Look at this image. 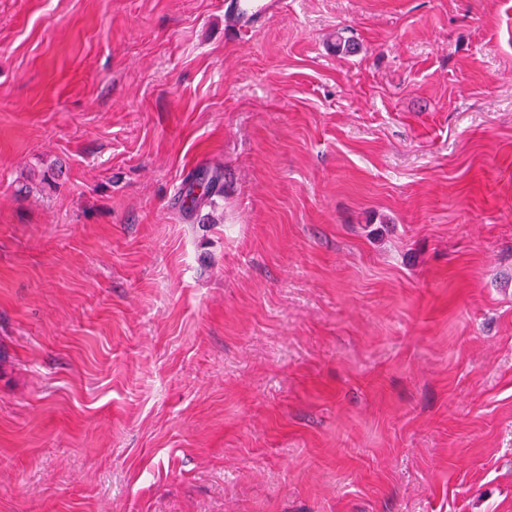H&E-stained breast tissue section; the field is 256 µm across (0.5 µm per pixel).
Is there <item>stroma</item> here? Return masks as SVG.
<instances>
[{
	"mask_svg": "<svg viewBox=\"0 0 512 512\" xmlns=\"http://www.w3.org/2000/svg\"><path fill=\"white\" fill-rule=\"evenodd\" d=\"M225 25L0 0V512H512V0Z\"/></svg>",
	"mask_w": 512,
	"mask_h": 512,
	"instance_id": "stroma-1",
	"label": "stroma"
}]
</instances>
